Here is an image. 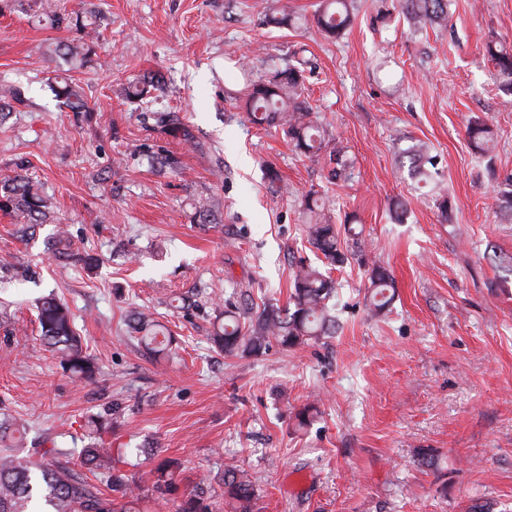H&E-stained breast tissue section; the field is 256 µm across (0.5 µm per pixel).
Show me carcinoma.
<instances>
[{"instance_id":"carcinoma-1","label":"carcinoma","mask_w":512,"mask_h":512,"mask_svg":"<svg viewBox=\"0 0 512 512\" xmlns=\"http://www.w3.org/2000/svg\"><path fill=\"white\" fill-rule=\"evenodd\" d=\"M393 9L415 29L444 26L448 23V0H395ZM354 0H320L314 16L317 27L328 37L340 35L350 24ZM43 15L50 25L65 26L79 32L80 38L57 46L64 58L86 62L94 54L93 34L98 32L100 16L90 10L66 14L54 0H44ZM502 87L512 92V48L495 41L487 44ZM295 62L267 79L248 80L242 90L251 121L259 126H278L296 151L308 156L324 157L332 165L330 178L342 176L349 166L345 151L325 141L322 128L311 119L312 107L304 98V68L308 60L294 52ZM161 88L156 76L127 86L130 99H144ZM55 95L73 112L87 111L78 84L62 77L53 84ZM19 93L9 88L0 92V123L12 112V101ZM472 149L479 155L487 151L493 126L475 119L466 127ZM413 171L427 179L436 168V160L424 145L413 144L407 151ZM307 237L311 246L323 255L317 265L303 259L293 272L292 288L286 305L267 304L249 322L241 320L232 308L224 309V323L214 330L212 340L224 349V355L259 356L272 344L285 349L318 342L336 333L333 299L336 283L328 269L341 266L352 255L365 259L366 246L353 239V250L346 254L338 246L336 225L329 222L318 204L316 192L303 195ZM0 211L13 216L20 224H45L53 219L52 205L28 175L17 172L0 181ZM366 306L373 317L390 311L396 294L391 274L374 264L368 269ZM40 333L59 363L83 380L94 378L97 367L87 354L82 337L73 324L68 306L50 295L37 305ZM129 321L137 326V340L147 350L164 355L172 349L174 338L159 327L150 315L133 312ZM26 431L24 425L6 416L0 419V512H141V504L150 497L155 502L180 498L176 512H260L254 482L248 473L237 468L224 470V506L213 499L206 477H200L191 489L179 491L181 463L172 458L157 461L150 470L151 486L145 488L137 473L122 468L132 455L130 448H99L92 443L83 448L76 461L58 448H45L28 456L15 449L21 447L15 434ZM86 469L96 482L88 481Z\"/></svg>"}]
</instances>
